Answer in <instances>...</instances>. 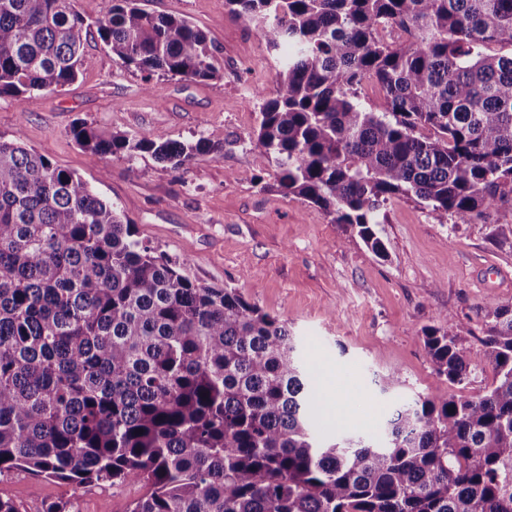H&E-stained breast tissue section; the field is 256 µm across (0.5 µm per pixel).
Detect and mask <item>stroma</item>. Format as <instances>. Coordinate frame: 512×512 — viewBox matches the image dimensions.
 I'll return each instance as SVG.
<instances>
[{"mask_svg":"<svg viewBox=\"0 0 512 512\" xmlns=\"http://www.w3.org/2000/svg\"><path fill=\"white\" fill-rule=\"evenodd\" d=\"M140 6L203 30L217 76L144 83L93 33L73 84L25 109L0 98V138H21L79 174L190 280L237 289L287 323L314 374L325 422L377 439L397 400L448 388L432 370L424 328L448 313L462 336H477L483 309L512 305V205L500 208L493 226L453 217L434 224L417 200H391L377 227L387 255L376 256L344 225L274 190V168H259L248 150L262 103L254 90L273 93L279 67L255 26L231 17L224 0ZM79 122L107 133L159 131L180 142L206 137L223 141L224 152L180 169L147 153L95 161L70 134ZM391 369L404 384L381 391L376 380ZM146 492L140 482L77 489L23 470L0 475V497L21 512L58 501L70 512H128Z\"/></svg>","mask_w":512,"mask_h":512,"instance_id":"obj_1","label":"stroma"}]
</instances>
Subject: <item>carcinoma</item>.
I'll use <instances>...</instances> for the list:
<instances>
[{"label": "carcinoma", "mask_w": 512, "mask_h": 512, "mask_svg": "<svg viewBox=\"0 0 512 512\" xmlns=\"http://www.w3.org/2000/svg\"><path fill=\"white\" fill-rule=\"evenodd\" d=\"M97 33L141 75L206 81L207 35L137 0H102ZM280 54L249 151L271 187L356 231L393 198L490 223L512 196V0H225ZM395 27L402 41L384 36ZM90 25L74 0H0V97L73 83ZM374 84L381 102L365 106ZM91 158L173 169L224 145L72 127ZM80 176L0 139V475L76 488L144 482L130 512H512V305L423 330L434 373L483 392L405 401L379 445L314 432L313 374L286 323L191 281Z\"/></svg>", "instance_id": "1"}]
</instances>
